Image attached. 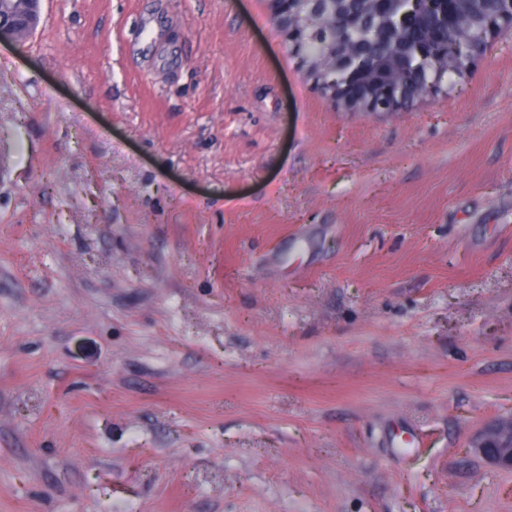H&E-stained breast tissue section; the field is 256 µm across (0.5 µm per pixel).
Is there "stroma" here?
I'll return each instance as SVG.
<instances>
[{
    "label": "stroma",
    "instance_id": "obj_1",
    "mask_svg": "<svg viewBox=\"0 0 512 512\" xmlns=\"http://www.w3.org/2000/svg\"><path fill=\"white\" fill-rule=\"evenodd\" d=\"M334 105L268 0L0 40V512H512V30ZM66 110H58V102ZM470 447L486 461L505 470H512V417L488 422L473 438Z\"/></svg>",
    "mask_w": 512,
    "mask_h": 512
}]
</instances>
